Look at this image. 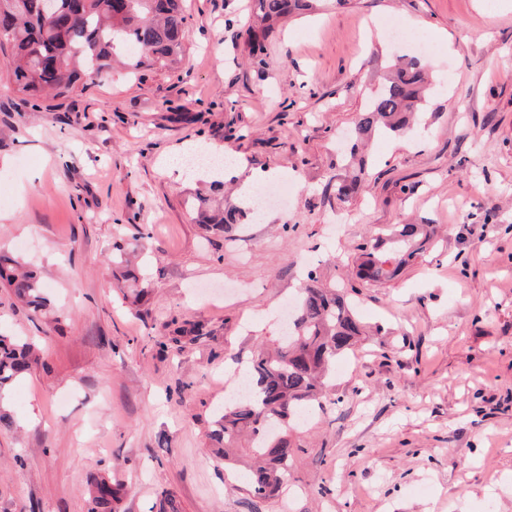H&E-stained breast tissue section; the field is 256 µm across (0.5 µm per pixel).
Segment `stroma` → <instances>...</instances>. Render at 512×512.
Segmentation results:
<instances>
[{"instance_id":"35a3bbf8","label":"stroma","mask_w":512,"mask_h":512,"mask_svg":"<svg viewBox=\"0 0 512 512\" xmlns=\"http://www.w3.org/2000/svg\"><path fill=\"white\" fill-rule=\"evenodd\" d=\"M186 6L183 56L144 78L116 65L35 106L0 78V253L33 265L49 300L33 311L0 283V332L37 353L0 394V512H88L94 477L121 485L116 512H159L167 494L179 512H248V470L213 461L215 413L278 345L310 269L351 293L365 338L257 512H512V0H322L267 36L260 66L253 0ZM391 19L432 46V85L342 202L340 139L411 52L381 34ZM197 143L296 181L287 208L226 232L196 223L195 194L237 189L170 171ZM407 222L434 225L432 243L394 279L361 281V250ZM118 244L148 284L134 301Z\"/></svg>"}]
</instances>
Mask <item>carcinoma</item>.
Here are the masks:
<instances>
[{"label":"carcinoma","instance_id":"1","mask_svg":"<svg viewBox=\"0 0 512 512\" xmlns=\"http://www.w3.org/2000/svg\"><path fill=\"white\" fill-rule=\"evenodd\" d=\"M55 12L43 13V0H0V46L9 44L11 56L0 67L5 77L32 102L44 92L67 97L79 82L95 78L114 57H124L133 72L166 66L182 54L188 38L182 0H53ZM313 8L312 0H254L247 31L250 57L264 64L262 40L283 17ZM428 68L417 57L388 64L386 82L373 93L350 132V147L340 155L345 166L358 163L359 173L336 184L345 201L362 190L367 160L359 147L373 137L404 132L420 110L429 87ZM202 223L224 231L247 215L246 204L231 200L211 210L209 198L197 197ZM427 237L424 224L383 228L359 265L358 277L382 284L394 278L419 252ZM0 280L35 310L47 299L34 269L13 256L0 255ZM311 284L295 299L281 346L261 350L248 364L251 392L224 407L214 421L213 439L232 448L242 435L250 438L251 455L260 465L250 470L254 497L278 494L288 478L296 449L290 432L299 425L298 409H325L336 359L347 353L362 334L349 293ZM32 361V345L0 334V391L25 373ZM89 512H113L118 488L102 477L88 484Z\"/></svg>","mask_w":512,"mask_h":512}]
</instances>
